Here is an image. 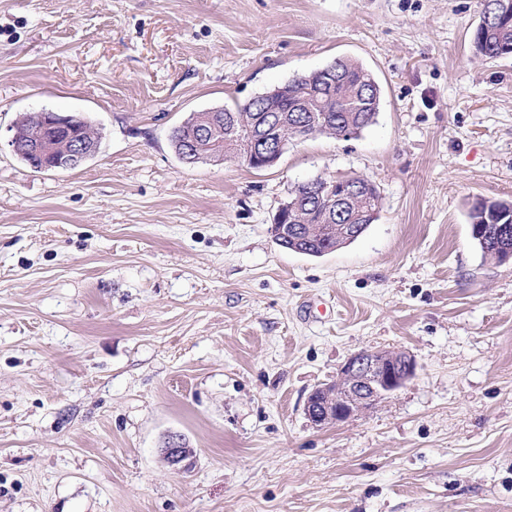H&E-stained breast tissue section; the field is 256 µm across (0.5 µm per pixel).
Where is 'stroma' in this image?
Segmentation results:
<instances>
[{
    "mask_svg": "<svg viewBox=\"0 0 512 512\" xmlns=\"http://www.w3.org/2000/svg\"><path fill=\"white\" fill-rule=\"evenodd\" d=\"M479 0H0V512H512V261L468 209L512 199V57ZM349 58L373 125L272 168L186 164L190 113ZM85 117L83 165L37 172L19 116ZM360 175L378 219L321 257L280 247L298 183ZM416 374L314 426L354 352ZM180 436L189 470L161 450ZM509 4V17L490 31L477 29L474 33L473 47L475 54L484 60H496L512 55V0ZM483 199H477L473 202L468 211L469 224H471L474 233L478 234L483 230V225L486 224L484 233L480 237L471 236V239L476 249L481 253L482 258L496 260L494 254L502 250L497 248L502 241L497 231L499 225L496 223H503L509 218L508 213H511L512 201H491V204L487 207ZM495 212L497 214H494ZM502 213L508 215L500 221V214Z\"/></svg>",
    "mask_w": 512,
    "mask_h": 512,
    "instance_id": "obj_1",
    "label": "stroma"
}]
</instances>
